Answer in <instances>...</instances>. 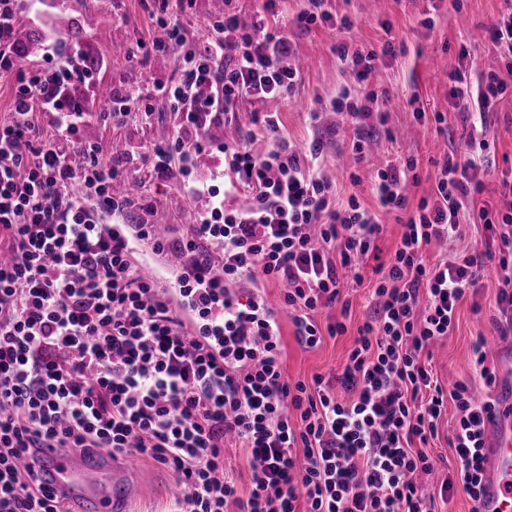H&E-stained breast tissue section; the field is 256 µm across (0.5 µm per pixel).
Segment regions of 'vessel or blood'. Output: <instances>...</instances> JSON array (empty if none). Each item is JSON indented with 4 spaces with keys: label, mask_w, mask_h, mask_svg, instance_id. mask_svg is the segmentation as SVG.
<instances>
[{
    "label": "vessel or blood",
    "mask_w": 512,
    "mask_h": 512,
    "mask_svg": "<svg viewBox=\"0 0 512 512\" xmlns=\"http://www.w3.org/2000/svg\"><path fill=\"white\" fill-rule=\"evenodd\" d=\"M28 462L49 471L55 496L80 501L88 512H125L134 492L129 472L135 461L130 457L117 463L84 449L47 450L29 456ZM479 512H512V397L487 426Z\"/></svg>",
    "instance_id": "1"
}]
</instances>
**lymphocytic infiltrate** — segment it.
<instances>
[{
	"mask_svg": "<svg viewBox=\"0 0 512 512\" xmlns=\"http://www.w3.org/2000/svg\"><path fill=\"white\" fill-rule=\"evenodd\" d=\"M289 25L268 26L225 8L205 45L180 26L169 38L189 51L179 79L152 96L178 114L168 142L142 154L149 176L180 171L183 196L208 200L194 223L133 225L112 232L129 213V193L98 147H76L67 133L84 109L73 96L87 74L80 50H65L53 0H0V76L21 51L12 39L20 15L43 33L45 55H66L56 71L31 74L0 120V512H64L41 472L24 467L34 448H84L152 459L173 472L183 493L176 512H433L436 498L417 484L435 467L426 446L437 438L446 400L458 421L448 439L456 481L480 497L491 402L475 403L467 385L445 393L425 352L452 331L460 302L497 260V303L512 332V183L497 203L481 200L488 174L484 137L505 84L499 72L472 76L461 48L450 67L449 104L467 113L463 152L437 161L434 192L410 207L414 158L377 169L370 191L381 208L406 213L404 231L368 296V315L333 377L293 381L283 371L282 317L297 342L319 346L343 322L320 326L316 313L340 307L343 291L362 283L378 256L383 226L357 196L333 200V185L313 159L288 143L271 102L292 95L300 78L287 26L331 21L326 0ZM357 84H365L395 46L336 48ZM151 96V97H152ZM251 100L254 131L270 141L254 153L251 137L215 140L236 129ZM337 112L369 129L386 125L376 92L362 100L341 88ZM50 115L49 126L34 120ZM222 156L209 176L189 178L207 150ZM246 205H237L239 196ZM483 224L489 244L452 259L429 260L432 246L460 233L461 211ZM167 258L174 287H159L132 259L133 240ZM283 287L274 309L263 280ZM244 449L247 483H238L226 451Z\"/></svg>",
	"mask_w": 512,
	"mask_h": 512,
	"instance_id": "obj_1",
	"label": "lymphocytic infiltrate"
}]
</instances>
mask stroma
<instances>
[{
	"instance_id": "1",
	"label": "stroma",
	"mask_w": 512,
	"mask_h": 512,
	"mask_svg": "<svg viewBox=\"0 0 512 512\" xmlns=\"http://www.w3.org/2000/svg\"><path fill=\"white\" fill-rule=\"evenodd\" d=\"M327 8L334 18L351 19V36L360 45L376 47L390 37L404 45L403 54L379 61L372 78L373 90L388 92L390 96L389 129L374 132L371 150L365 158L354 154V130L345 115L336 112L332 105L337 89L351 84L352 77L342 70L336 53L338 34L318 25L288 31L301 67V80L292 98L278 104L283 135L304 152L311 145H318L319 170L333 182L339 199L354 195L369 207L374 201L366 184L373 171L387 158L414 157L419 182L409 186L407 194L410 205H417L433 189L435 161L459 148L470 131L466 113L453 111L448 103L450 83L440 66L456 63L460 42L468 37L480 68L499 67L492 44L484 41L481 33L498 17L504 4L502 0H461L460 8L456 9L448 0H328ZM64 9L85 29L80 49L92 72L89 81L78 83L76 93L95 102L79 123L74 138L99 146L103 163L119 174H132L141 163V147L163 143L172 132L176 116L168 105L159 102L154 112L134 113L116 124L109 106L98 98L97 92L100 86L109 85L116 91L148 93L155 83L177 76L175 64L158 63V54L152 48L155 33L160 25L168 23L206 35L210 0H196L191 9L172 7L165 13L160 12L158 0H66ZM428 15L434 19L430 30L420 24ZM506 83V92L490 114L486 128L494 151L488 156L489 172L482 197L490 202L498 200L503 180L512 181V76ZM413 97L428 114L445 113L446 125H436L429 118L414 120V108L408 104ZM116 139L125 143V154H113L112 142ZM351 171L360 176L359 185H351L347 177ZM134 194L141 197L143 206L125 215L124 223H142L153 208L163 213L170 224L193 221L196 205L179 196L175 179L152 178L145 186L135 187ZM496 276V263H489L482 285L460 303L453 331L430 347L432 367L443 388L461 382L469 385L478 399L493 402L512 392V337L500 335ZM376 279L372 269H365L363 285L350 294L346 333L325 338L317 349L302 348L294 337L291 322H284L283 367L288 378L308 380L339 367L365 318L368 290ZM480 337L501 341L500 350L488 361L495 373V381L489 386L476 374L472 363V346ZM455 424L456 411L448 409L440 421L438 437L427 446L437 469L433 475L422 476L426 486H440L455 475L456 453L447 440ZM132 481L141 489L132 503V512H172L178 488L171 471L143 458L132 473Z\"/></svg>"
}]
</instances>
